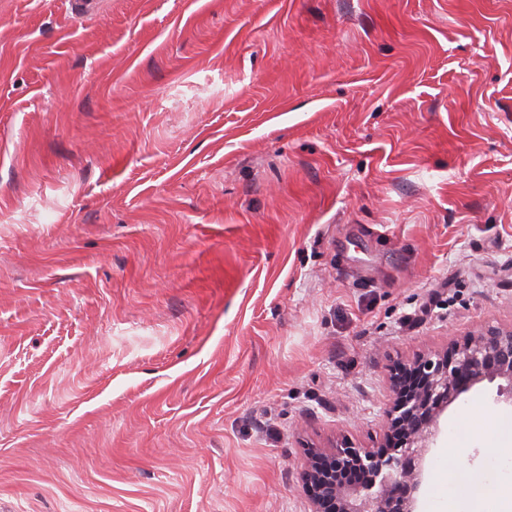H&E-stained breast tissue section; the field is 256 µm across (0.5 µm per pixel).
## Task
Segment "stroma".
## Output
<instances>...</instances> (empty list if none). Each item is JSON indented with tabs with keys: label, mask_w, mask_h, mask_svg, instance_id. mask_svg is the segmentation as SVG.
<instances>
[{
	"label": "stroma",
	"mask_w": 512,
	"mask_h": 512,
	"mask_svg": "<svg viewBox=\"0 0 512 512\" xmlns=\"http://www.w3.org/2000/svg\"><path fill=\"white\" fill-rule=\"evenodd\" d=\"M512 324V0H0V512H310L394 361ZM451 404L448 451L512 488Z\"/></svg>",
	"instance_id": "35a3bbf8"
}]
</instances>
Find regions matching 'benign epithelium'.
I'll return each mask as SVG.
<instances>
[{"label":"benign epithelium","instance_id":"1","mask_svg":"<svg viewBox=\"0 0 512 512\" xmlns=\"http://www.w3.org/2000/svg\"><path fill=\"white\" fill-rule=\"evenodd\" d=\"M497 379L505 382L500 390L512 402V326L476 330L450 354L434 351L397 362L393 399L382 421L385 436L397 430L400 439L385 452L349 443L307 449L303 480L311 512H417L415 493L441 415L464 392ZM352 468L365 479L354 484L337 479Z\"/></svg>","mask_w":512,"mask_h":512}]
</instances>
